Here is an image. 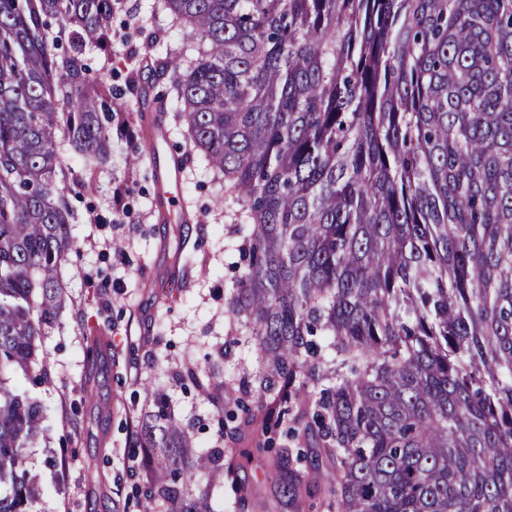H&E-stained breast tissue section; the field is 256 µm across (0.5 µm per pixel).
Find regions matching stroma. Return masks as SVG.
I'll use <instances>...</instances> for the list:
<instances>
[{"label":"stroma","mask_w":512,"mask_h":512,"mask_svg":"<svg viewBox=\"0 0 512 512\" xmlns=\"http://www.w3.org/2000/svg\"><path fill=\"white\" fill-rule=\"evenodd\" d=\"M113 26H126V56L91 51L86 60L108 71L116 85L137 74L135 87L152 110L147 125H135L132 147L156 142L161 157L185 146L169 76L157 73L169 60L181 33L158 0H123ZM161 171L151 161L134 167L107 164L95 175L91 192L71 185L67 200L75 250L60 276L69 300L59 325L42 340L46 384L31 388L46 408L47 432L29 455L43 486L38 512H142L134 484L142 477L144 449L134 447L133 426L148 405L147 383L166 387L175 415L192 427L205 450L215 445L214 408L175 380L181 356L193 350L199 364L222 346L228 324L224 295L233 285L239 258L233 226L238 207L220 203L224 189L201 156L189 153L170 197L160 195ZM125 185V213L112 218V187ZM93 318L110 344L104 361L88 362L80 317ZM96 382L93 402H82L86 379ZM237 474L249 496L216 493L212 512H337L316 497L295 507L271 479L273 457L255 450Z\"/></svg>","instance_id":"1"}]
</instances>
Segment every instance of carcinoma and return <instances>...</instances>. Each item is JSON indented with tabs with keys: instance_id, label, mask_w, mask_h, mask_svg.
<instances>
[{
	"instance_id": "obj_1",
	"label": "carcinoma",
	"mask_w": 512,
	"mask_h": 512,
	"mask_svg": "<svg viewBox=\"0 0 512 512\" xmlns=\"http://www.w3.org/2000/svg\"><path fill=\"white\" fill-rule=\"evenodd\" d=\"M114 0H0V512L42 496L26 449L42 336L66 306L67 144L93 174L133 108L88 49L120 55ZM190 150L228 186L240 266L224 314L257 351L233 388L217 354L181 378L216 410L196 453L165 388L134 437L150 512H208L224 447L279 431L294 502L341 512H512V0H161ZM87 354L108 348L84 324ZM317 448L330 471L293 469Z\"/></svg>"
}]
</instances>
